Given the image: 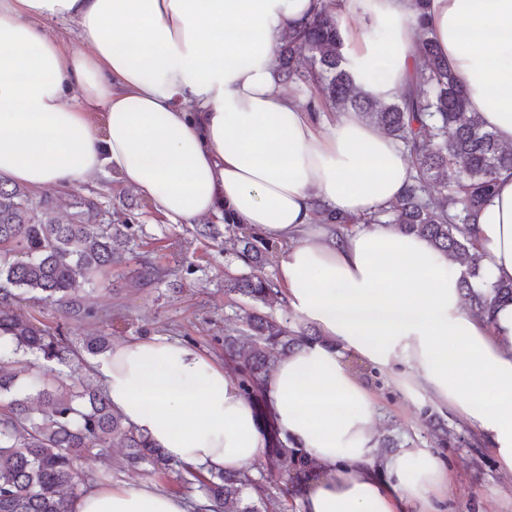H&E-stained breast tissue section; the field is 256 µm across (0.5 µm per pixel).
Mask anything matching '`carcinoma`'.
<instances>
[{
  "instance_id": "obj_1",
  "label": "carcinoma",
  "mask_w": 512,
  "mask_h": 512,
  "mask_svg": "<svg viewBox=\"0 0 512 512\" xmlns=\"http://www.w3.org/2000/svg\"><path fill=\"white\" fill-rule=\"evenodd\" d=\"M338 2L321 0L320 10L281 41L279 74L292 82L317 83L324 104L353 109L404 141L416 176L404 196L367 218H347L325 208L319 212L329 224H381L388 215L397 230L424 236L463 267L464 297L489 317L495 304L512 302V283L489 284L485 292L473 289L480 277L474 221L498 176L512 172V148L501 145L479 115L468 111L463 84L429 37L425 0H414L419 75L400 99L388 103L363 94L342 67ZM72 208L64 223L54 216L52 200L35 201L25 188L0 179V339L13 345L12 353L34 356L0 359V512H70L69 504L87 491L77 461L102 455L108 447L125 449L129 467L148 465L156 473L193 477L202 491L195 512H286L295 488L316 477L304 449L290 447L270 428L258 478L249 469L205 475L174 462L112 409L105 392L87 382V356L110 350V337L92 336L77 346L61 329L50 332L17 312L20 296L35 294L66 318L93 317L81 288L93 284L97 273L125 262L127 234L97 222L98 208L88 198H76ZM224 222L241 245L242 259L254 268L226 275L225 291L262 305L277 300L279 289L256 271L269 243L227 214ZM243 324L240 333L250 338L247 349L239 353L238 337L226 335L224 357L243 394L261 407L275 361L317 336L295 333L256 310L243 317Z\"/></svg>"
}]
</instances>
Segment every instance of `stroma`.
Wrapping results in <instances>:
<instances>
[{
  "instance_id": "obj_1",
  "label": "stroma",
  "mask_w": 512,
  "mask_h": 512,
  "mask_svg": "<svg viewBox=\"0 0 512 512\" xmlns=\"http://www.w3.org/2000/svg\"><path fill=\"white\" fill-rule=\"evenodd\" d=\"M59 218H67L77 197L97 199L106 219L131 227V246L141 259L162 271L160 279L144 283L132 266L119 265L97 278V287H86V306L98 311L95 319H63L48 306L31 299L20 300L18 311L34 316L42 326L63 327L71 340L111 333L113 341L150 336H169L191 344L216 360H223L222 338L227 329L241 326L251 308L249 299L227 294L225 274L246 272L231 244L223 239L203 238L194 225L169 223L153 204L122 184L111 169H103L88 183L45 189ZM119 315L115 325L102 322V315ZM381 397L383 414L377 421L379 434L394 438L398 446L414 444L443 459L454 475L448 487L447 512H512V479L501 471L496 458L473 440L469 426L450 412L436 410L461 443L441 448L432 436L427 414L433 408L425 395L393 384L387 373L370 378ZM434 409V408H433ZM122 451L110 449L108 460L95 456L81 459L82 474L98 484L147 485L198 499L197 488L180 481L176 474H154L149 467L125 468Z\"/></svg>"
}]
</instances>
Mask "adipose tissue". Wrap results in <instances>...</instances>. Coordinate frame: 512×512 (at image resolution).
<instances>
[{"instance_id":"ef3b65f1","label":"adipose tissue","mask_w":512,"mask_h":512,"mask_svg":"<svg viewBox=\"0 0 512 512\" xmlns=\"http://www.w3.org/2000/svg\"><path fill=\"white\" fill-rule=\"evenodd\" d=\"M320 0H0V175L33 190L111 168L169 221L223 211L277 244L276 283L316 341L268 378L273 425L318 464L298 512H442L452 473L429 450L381 455L376 393L356 356L399 370L473 428L512 476V303L470 310L459 266L380 224L336 233L314 206L360 218L403 196L401 143L355 112H308L276 79V47ZM413 0H344L343 65L396 99L419 37ZM429 34L499 141L512 146V0H427ZM59 25L50 34L47 22ZM78 34L87 53L70 49ZM481 273L512 281V173L478 214ZM100 372L113 409L173 461L252 467L266 444L221 363L180 339L113 343ZM73 512H188L180 496L104 486Z\"/></svg>"}]
</instances>
